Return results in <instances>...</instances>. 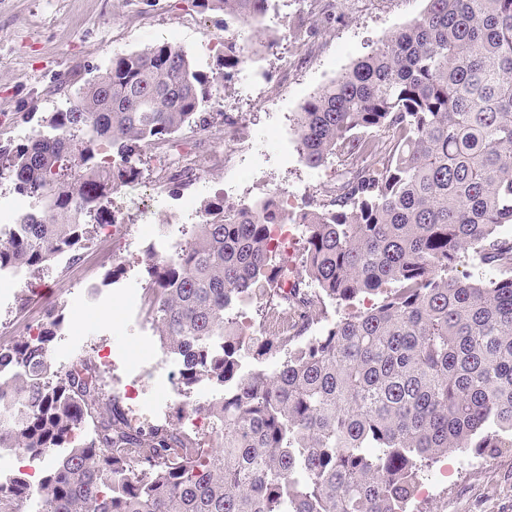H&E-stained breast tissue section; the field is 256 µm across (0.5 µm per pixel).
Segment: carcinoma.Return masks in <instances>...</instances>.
Instances as JSON below:
<instances>
[{"label": "carcinoma", "mask_w": 512, "mask_h": 512, "mask_svg": "<svg viewBox=\"0 0 512 512\" xmlns=\"http://www.w3.org/2000/svg\"><path fill=\"white\" fill-rule=\"evenodd\" d=\"M259 27L276 0H193ZM289 21L311 34L325 10L301 0ZM224 68L250 52L224 44ZM210 95L182 46L116 54L48 132L0 144V185L35 201L0 234V269L38 274L66 247L79 255L101 201L134 182L143 146L192 125L213 140ZM302 161L338 163V184L309 206L299 263L271 246L276 192L233 206L204 200V222L171 259L148 258L147 313L179 361L180 394L214 436L191 437L176 414L133 424L95 359L52 358L63 309L35 340L0 343V452L48 463L36 489L0 477V512H407L430 468L452 452L512 447V0H427L423 13L313 93L296 117ZM496 276H448L469 250ZM294 271L283 294L273 285ZM265 295L263 336L239 309ZM361 295L377 302L318 334L283 318ZM257 368L242 371V359ZM91 435L71 442L79 425Z\"/></svg>", "instance_id": "1"}]
</instances>
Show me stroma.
<instances>
[{"label": "stroma", "instance_id": "1", "mask_svg": "<svg viewBox=\"0 0 512 512\" xmlns=\"http://www.w3.org/2000/svg\"><path fill=\"white\" fill-rule=\"evenodd\" d=\"M279 2L257 30L200 12L191 0H128L124 5L117 0H0L1 143L37 133L40 117L64 108L69 93L104 70L114 54L163 41L187 49L224 110L243 116L244 133L237 145L192 135L187 151L205 157L206 172L188 189L159 185L157 148L145 147L138 181L101 203L98 224L120 217L121 235L106 246L81 250L79 261L58 263L32 276L23 313L15 311L17 289L0 293V320L12 321L14 340L26 338L29 322L46 309L64 305L56 361L109 355L117 364L106 375L112 391L133 378L142 380L139 400H124L126 409H136L143 400L171 414L180 402L179 364L164 355L156 326L146 324L133 304L146 283L149 244L170 203L181 204L180 222L169 229L173 241L180 243V224L200 223L203 199L222 193L225 186H233L248 201L285 189L298 203L333 187L336 179L327 168H308L300 158L297 112L313 92L380 47L426 6L425 0H333V19L319 23L305 45L288 44L290 67L285 70L267 46L286 31L293 12V0ZM228 32L256 48L253 67L265 74V103L251 100L240 83L225 93L219 74ZM116 263L122 272L103 282L97 306L86 308L81 294L70 293L74 282L103 281ZM423 486L428 493L415 496L411 512H512V448L489 457L449 455L435 464Z\"/></svg>", "mask_w": 512, "mask_h": 512}]
</instances>
